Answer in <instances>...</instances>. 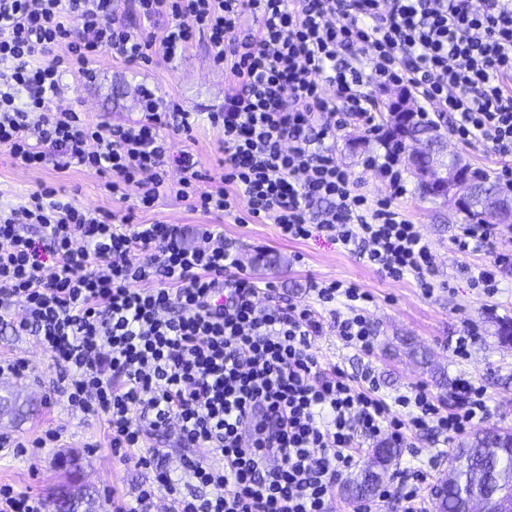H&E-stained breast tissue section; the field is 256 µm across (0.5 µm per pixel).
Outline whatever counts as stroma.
<instances>
[{
  "mask_svg": "<svg viewBox=\"0 0 512 512\" xmlns=\"http://www.w3.org/2000/svg\"><path fill=\"white\" fill-rule=\"evenodd\" d=\"M99 78L87 85L74 82L65 102L88 113L91 119L119 123L136 116V87L145 83L157 88L160 96L176 97L192 112H209L224 104L226 81L223 71L210 61L205 42L194 46L170 65L138 69L103 55L96 65ZM175 149L188 148L196 155L204 177L203 188L222 171L224 137L207 126L192 135H173ZM336 159L346 166L352 181L364 193H381L378 176L363 166L369 155H381L385 147L375 137L357 127L337 131ZM100 176L73 167L57 170L46 164L37 170H22L0 159V203H18L40 185H54L75 203L91 209L133 213L135 222L180 224L193 230L203 225L218 227L224 242L246 271L259 283L274 284L273 303L312 302L311 286L316 282L355 284L370 293L369 318L374 332V348L363 353L347 345L332 325H325L313 344L323 367L339 366L347 373L370 372L380 391L394 397L412 387H425L439 402H447L458 378L469 377L486 393L490 413L487 424L512 428V344L500 343L498 326L512 319V268L503 273L497 294L488 296L470 285V271L492 261L498 254L512 255V224H498L483 251L462 256L453 240L466 228L441 199L423 198L416 178L407 177L408 193L401 206L417 224L434 255L431 277L439 287L424 296L413 277L395 281L385 277L322 235L306 240L283 237L274 224H238L233 218L191 211L187 202L168 194L148 212H133V199L118 200L102 190ZM478 333L468 358H457L455 342L467 329ZM21 357L28 361L29 377H0V395H17L20 402H33L29 412L0 416V437L28 442L48 430L60 431L55 444L37 449L32 457L0 450V484L53 501L67 480L58 467L60 454H72L77 462V483L92 498L93 512H107L112 496L132 498L138 487L152 480V472L137 468L113 454L105 421L84 418L68 406L65 398L51 392L57 368L34 336H14L0 330V357ZM451 446L443 437L431 434L412 437L408 450L381 472V487L398 486L403 470L423 467L427 480L421 491L423 512H431V492L450 469Z\"/></svg>",
  "mask_w": 512,
  "mask_h": 512,
  "instance_id": "35a3bbf8",
  "label": "stroma"
}]
</instances>
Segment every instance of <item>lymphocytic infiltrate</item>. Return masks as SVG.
Returning <instances> with one entry per match:
<instances>
[{
    "label": "lymphocytic infiltrate",
    "instance_id": "f902f5d3",
    "mask_svg": "<svg viewBox=\"0 0 512 512\" xmlns=\"http://www.w3.org/2000/svg\"><path fill=\"white\" fill-rule=\"evenodd\" d=\"M199 34L228 81L223 109L190 112L147 86L138 118L116 124L60 107L65 77L93 79L100 53L170 64ZM389 85L423 122L489 145L512 182V0H0V148L13 166H80L144 212L173 191L192 210L270 222L288 239L324 233L429 295L432 253L399 205L398 151L366 159L384 188L373 200L332 146L347 126L378 133L372 89ZM203 122L224 136L210 190L195 155L169 139ZM313 291L311 304L261 305L263 288L215 228L189 246L181 225L81 208L46 184L0 208V324L37 337L71 409L105 420L114 454L155 473L112 512H149L160 488L169 512H331L358 440L404 448L410 434L448 440L487 418L469 379L443 406L421 386L390 401L370 373L321 367V309L341 302L339 336L368 352L372 297L339 282ZM169 434L186 451L181 480L146 445ZM412 479L354 512L392 499L421 512L426 476Z\"/></svg>",
    "mask_w": 512,
    "mask_h": 512
}]
</instances>
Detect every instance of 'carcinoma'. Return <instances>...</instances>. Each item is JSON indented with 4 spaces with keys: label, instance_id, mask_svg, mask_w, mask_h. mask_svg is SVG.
I'll list each match as a JSON object with an SVG mask.
<instances>
[{
    "label": "carcinoma",
    "instance_id": "1",
    "mask_svg": "<svg viewBox=\"0 0 512 512\" xmlns=\"http://www.w3.org/2000/svg\"><path fill=\"white\" fill-rule=\"evenodd\" d=\"M388 146H403L413 136L427 141L422 157L426 168L442 174L450 171L467 172L473 184L468 188L471 202L463 211L470 224H486L492 215L486 202L497 198L507 208L512 199L501 189L497 180L485 171L472 169L463 159L445 152L443 137L435 125L420 122L416 113H391L383 132ZM454 457L459 462L453 476L433 491L435 512H497L496 494L512 487V428L492 425L471 437L457 442ZM400 449L377 446L367 465L347 481L345 491L354 499H365L377 489V469L389 465Z\"/></svg>",
    "mask_w": 512,
    "mask_h": 512
}]
</instances>
